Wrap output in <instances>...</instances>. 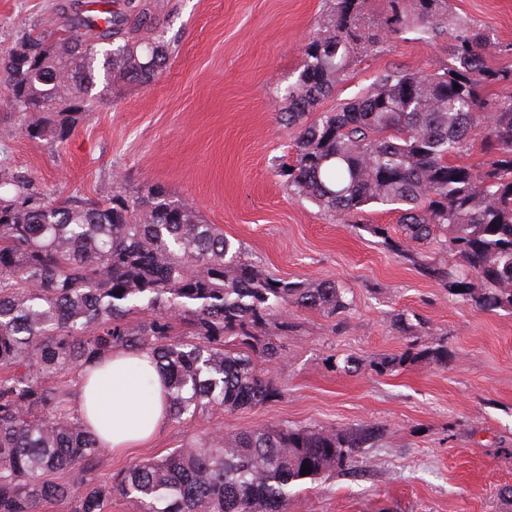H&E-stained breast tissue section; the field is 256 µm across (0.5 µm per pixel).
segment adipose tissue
Listing matches in <instances>:
<instances>
[{
    "label": "adipose tissue",
    "mask_w": 512,
    "mask_h": 512,
    "mask_svg": "<svg viewBox=\"0 0 512 512\" xmlns=\"http://www.w3.org/2000/svg\"><path fill=\"white\" fill-rule=\"evenodd\" d=\"M76 388L83 422L109 449L141 444L168 421L166 383L150 354L113 353Z\"/></svg>",
    "instance_id": "obj_1"
}]
</instances>
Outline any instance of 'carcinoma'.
<instances>
[{
    "label": "carcinoma",
    "instance_id": "obj_1",
    "mask_svg": "<svg viewBox=\"0 0 512 512\" xmlns=\"http://www.w3.org/2000/svg\"><path fill=\"white\" fill-rule=\"evenodd\" d=\"M332 0L302 47L280 120L294 132L293 159L277 168L288 194L326 215L364 221L389 206L402 237L365 229L426 278L484 311H512V96L488 102L489 86H512V67L485 52L488 33L450 0ZM85 15L55 4L50 23L0 57L8 94L0 110L33 140L61 143L99 87L147 85L169 64L149 32L158 20L141 0ZM448 40V63L428 73L390 72L327 111L362 50L387 36ZM489 107L486 159L456 163ZM482 282L471 290L470 278ZM461 291H456V288ZM334 280L278 278L187 202L154 188L132 198L51 199L0 169V512H288L295 489L353 467L384 427L256 425L189 439L160 459L131 463L105 482V446L84 425L78 372L114 351L147 352L168 384L169 418L192 421L221 407H255L279 395L255 360L282 356L297 328L288 308L336 318L347 312ZM414 336L422 321L398 312ZM441 341L382 356L388 375L407 360L443 364ZM310 467L304 475L301 469Z\"/></svg>",
    "mask_w": 512,
    "mask_h": 512
}]
</instances>
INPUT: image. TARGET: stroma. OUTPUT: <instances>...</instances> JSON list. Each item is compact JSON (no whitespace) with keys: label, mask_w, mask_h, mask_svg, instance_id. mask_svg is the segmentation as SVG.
I'll return each instance as SVG.
<instances>
[{"label":"stroma","mask_w":512,"mask_h":512,"mask_svg":"<svg viewBox=\"0 0 512 512\" xmlns=\"http://www.w3.org/2000/svg\"><path fill=\"white\" fill-rule=\"evenodd\" d=\"M56 0H0V56L47 22ZM155 36L170 49L150 85L95 102L61 144L33 140L19 120L0 117V169L25 176L55 198L128 196L164 187L190 203L248 260L277 277L333 279L352 306L342 330L314 311L296 312L283 357L258 362L275 379L274 401L188 424L167 422L150 443L108 452L116 472L167 455L188 437L255 424L316 427L381 424L358 471L300 491L290 512H512L497 498L512 485V313L475 308L423 277L364 226L334 219L288 194L276 174L294 133L279 120L300 49L330 0H149ZM458 15L489 29L494 63L512 66V0H451ZM445 40L385 37L358 54L322 109L354 97L378 76L447 63ZM419 314L444 339L448 362L407 361L380 376L369 363L401 354L411 339L390 316ZM358 374L337 370L345 355Z\"/></svg>","instance_id":"35a3bbf8"}]
</instances>
